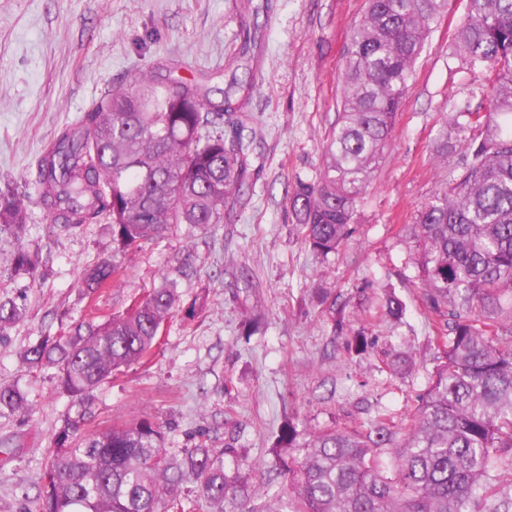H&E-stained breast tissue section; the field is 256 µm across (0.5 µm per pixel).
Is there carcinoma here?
Instances as JSON below:
<instances>
[{"label":"carcinoma","instance_id":"carcinoma-1","mask_svg":"<svg viewBox=\"0 0 512 512\" xmlns=\"http://www.w3.org/2000/svg\"><path fill=\"white\" fill-rule=\"evenodd\" d=\"M448 0H367L342 56L337 119L319 177L285 186L306 244L320 255L351 235L358 205L392 144L398 112L425 42ZM454 53L486 69L480 95L458 106L451 126L465 149L462 170L443 179L417 211L414 250L426 307L435 314L436 366L414 411L353 426L300 432L290 421L269 449L267 483L233 448L204 443L171 456L148 418L78 435L69 418L45 451L35 512H512V0H467ZM232 77L223 105L208 92L150 67L116 84L43 150L33 185L52 221L76 229L112 224L118 250L188 224L213 239L224 212L250 190ZM490 93L492 104H472ZM29 212L0 189V243L13 241L10 275L35 276L39 254L23 244ZM114 259L88 266L94 297L119 285ZM181 264L126 312L43 336L20 353L32 370L56 369L58 386L89 410L112 374L159 344L179 306ZM396 321L405 303L379 306ZM25 317L0 297V338ZM26 392L0 385V416L24 413Z\"/></svg>","mask_w":512,"mask_h":512}]
</instances>
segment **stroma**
Listing matches in <instances>:
<instances>
[{"label": "stroma", "instance_id": "obj_1", "mask_svg": "<svg viewBox=\"0 0 512 512\" xmlns=\"http://www.w3.org/2000/svg\"><path fill=\"white\" fill-rule=\"evenodd\" d=\"M271 2L244 55L235 0H0V188L26 202L25 241L41 258L35 276L0 286V295L26 307L24 321L0 339V384L19 386L32 401L27 413L0 417V438L19 440L11 461L0 462V512H33L44 452L67 418L86 432L150 417L165 431L169 454L203 441L238 449L254 463L258 484L268 478V450L285 417L316 432L381 412L401 417L426 389L434 316L422 301L410 226L463 158L459 149L437 158L436 141L472 78L451 53L467 0H448L352 235L324 258L298 233L283 187L314 178L325 163L342 53L365 0ZM170 58L183 61L189 79L225 84L232 59L255 75L245 112L263 140L251 160L252 190L215 241L181 225L142 242L127 255L119 286L92 304L82 272L116 252L112 228L53 223L30 173L45 146L114 83ZM181 262L194 274L180 282V305L159 347L101 385L90 409L58 389L54 370L21 364L28 344L125 310ZM242 266L249 278H234ZM390 291L406 304L403 320L375 313ZM256 310L266 324L249 336L244 323ZM359 333L374 346L357 355L347 345Z\"/></svg>", "mask_w": 512, "mask_h": 512}]
</instances>
